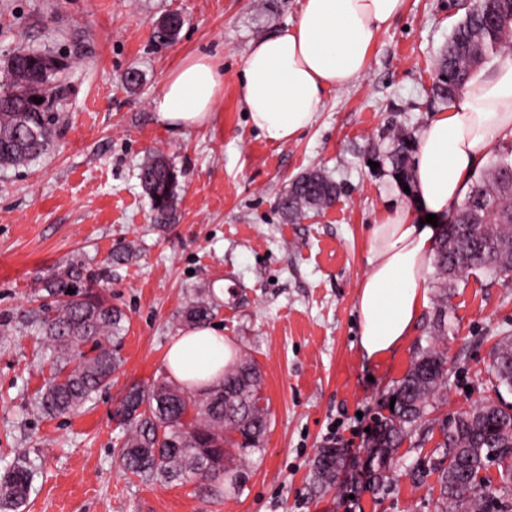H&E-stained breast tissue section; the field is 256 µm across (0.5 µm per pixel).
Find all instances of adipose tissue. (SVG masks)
<instances>
[{
    "instance_id": "1",
    "label": "adipose tissue",
    "mask_w": 512,
    "mask_h": 512,
    "mask_svg": "<svg viewBox=\"0 0 512 512\" xmlns=\"http://www.w3.org/2000/svg\"><path fill=\"white\" fill-rule=\"evenodd\" d=\"M405 8L406 0H301L292 26L255 40L244 59L238 91L251 126L278 144L303 133L327 91L345 88L366 71L382 33ZM223 90V70L211 56L197 54L167 77L155 110L172 130L195 128L210 120ZM493 146L512 148L511 52L421 129L413 160L421 209L446 217ZM433 241V229L415 223L405 207L370 226L368 270L356 296L367 358L387 357L412 333L427 302ZM234 358L230 341L208 324L180 331L166 361L175 380L209 384L220 381Z\"/></svg>"
}]
</instances>
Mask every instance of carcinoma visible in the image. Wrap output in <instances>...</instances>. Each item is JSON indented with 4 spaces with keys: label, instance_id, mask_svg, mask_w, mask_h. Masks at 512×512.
I'll return each mask as SVG.
<instances>
[{
    "label": "carcinoma",
    "instance_id": "carcinoma-1",
    "mask_svg": "<svg viewBox=\"0 0 512 512\" xmlns=\"http://www.w3.org/2000/svg\"><path fill=\"white\" fill-rule=\"evenodd\" d=\"M437 64L434 95L446 101L474 77V57L500 51L507 39L495 23L512 15V0H472ZM173 22L153 29V39L173 42L184 19L171 12ZM57 73L44 71L41 52L17 51L8 62L6 83L0 86V166H20L52 146L54 103L61 97ZM42 103H34V98ZM407 137L396 138L389 158L393 169L405 174L410 149ZM155 220L173 218L178 187L175 169L158 154L139 172ZM336 182L317 170L308 171L281 193L277 206L289 221L310 210L336 202ZM434 266L442 278L436 304V338L448 335V283L473 271L499 276L512 272V154L496 156L489 173L476 179L458 206L454 223L443 227L435 246ZM102 273L79 262L50 274L47 296L30 319L54 353L53 371L35 398V408L49 416L70 414L106 387L119 368L123 314L93 292ZM215 306L199 294L184 316L192 325L206 324ZM499 382L512 388V339L504 337L495 351ZM448 381L447 353L427 346L417 353L395 391L390 416L379 422L374 455L379 464L370 474V488L385 490L394 472V454L405 437L424 424V418ZM261 373L251 361L224 372L222 382L191 394L165 380L145 388L132 385L114 412L126 426L118 437L116 456L123 470L148 481L194 482L209 494L216 485L243 491L247 472L224 466V445H235L232 433L243 436L249 453L261 447L268 413L259 405ZM444 441L436 464L439 497L434 512H512V410L484 404L442 424ZM341 448L319 449L313 464L315 478L330 487L343 460ZM504 464L501 482L492 487L480 479L493 461ZM33 472L16 466L0 479V501L17 508L32 490Z\"/></svg>",
    "mask_w": 512,
    "mask_h": 512
}]
</instances>
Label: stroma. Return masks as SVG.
<instances>
[{
	"label": "stroma",
	"mask_w": 512,
	"mask_h": 512,
	"mask_svg": "<svg viewBox=\"0 0 512 512\" xmlns=\"http://www.w3.org/2000/svg\"><path fill=\"white\" fill-rule=\"evenodd\" d=\"M300 0H0V79L21 49L67 62L65 95L48 154L0 167V476L34 471L18 512H433L432 465L441 424L490 402L512 406L492 373L495 344L512 336V276L476 271L448 291V385L433 422L395 452L388 490L372 493L371 430L415 355L432 343L434 271L427 303L403 345L375 361L359 349L357 286L368 268V231L388 208H416L389 152L395 135L417 140L434 112L435 64L461 10L448 0H407L366 73L326 92L312 125L285 144L251 127L238 93L250 43L295 20ZM178 11L176 41L152 40L155 23ZM204 53L224 69L211 120L174 132L153 107L169 74ZM138 84L125 81L129 69ZM163 153L178 173L171 223L154 221L140 166ZM318 170L336 181L331 207L286 221L285 186ZM133 244L115 264L119 243ZM109 276L96 290L124 315L123 365L111 384L70 416L37 413L52 353L28 312L42 282L71 262ZM239 357L260 369L269 423L242 493L200 494L194 484L147 483L123 472L113 447L114 409L134 384L167 376L168 348L199 293ZM345 452L329 488L314 479L319 449Z\"/></svg>",
	"instance_id": "1"
}]
</instances>
